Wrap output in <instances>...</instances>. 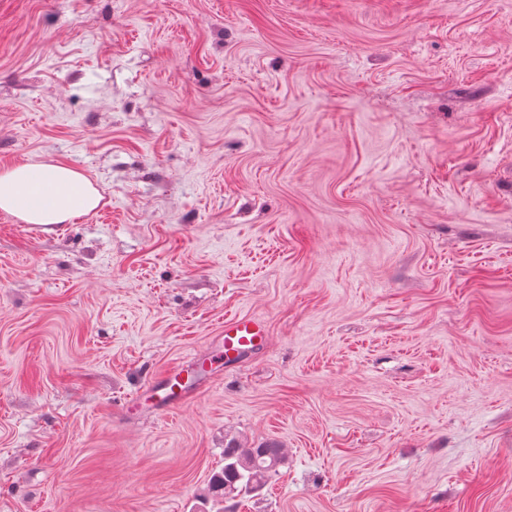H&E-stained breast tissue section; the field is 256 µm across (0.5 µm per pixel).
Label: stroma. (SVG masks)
<instances>
[{
	"label": "stroma",
	"mask_w": 512,
	"mask_h": 512,
	"mask_svg": "<svg viewBox=\"0 0 512 512\" xmlns=\"http://www.w3.org/2000/svg\"><path fill=\"white\" fill-rule=\"evenodd\" d=\"M0 512H512V0H0ZM263 349L159 414L150 375ZM101 198L83 173L64 163H26L0 170V210L26 224H64L96 209ZM267 325L245 315L227 317L217 340L223 364H234L245 354L262 346L268 339ZM286 461L287 452L280 446L251 447L236 439L229 440L224 445V468L214 476L203 504L218 506L226 500L259 491Z\"/></svg>",
	"instance_id": "obj_1"
}]
</instances>
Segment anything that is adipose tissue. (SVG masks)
<instances>
[{
	"instance_id": "ef3b65f1",
	"label": "adipose tissue",
	"mask_w": 512,
	"mask_h": 512,
	"mask_svg": "<svg viewBox=\"0 0 512 512\" xmlns=\"http://www.w3.org/2000/svg\"><path fill=\"white\" fill-rule=\"evenodd\" d=\"M101 195L81 172L63 163L0 169V211L51 227L97 208Z\"/></svg>"
}]
</instances>
